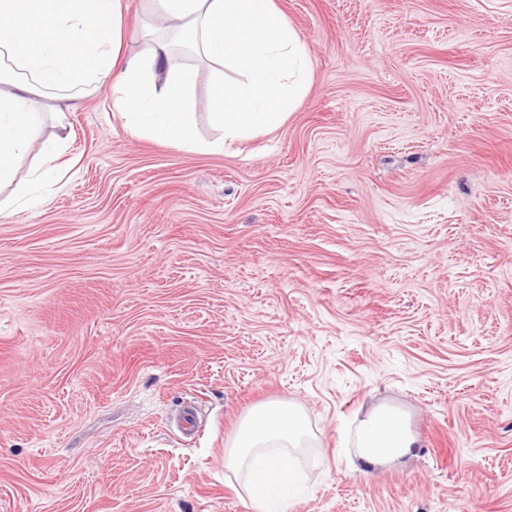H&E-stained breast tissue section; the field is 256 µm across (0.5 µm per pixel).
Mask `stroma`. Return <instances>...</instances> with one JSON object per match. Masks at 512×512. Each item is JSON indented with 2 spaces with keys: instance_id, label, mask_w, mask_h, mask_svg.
<instances>
[{
  "instance_id": "35a3bbf8",
  "label": "stroma",
  "mask_w": 512,
  "mask_h": 512,
  "mask_svg": "<svg viewBox=\"0 0 512 512\" xmlns=\"http://www.w3.org/2000/svg\"><path fill=\"white\" fill-rule=\"evenodd\" d=\"M274 3L311 63L280 128L192 152L103 89L0 219V512H252L224 450L270 400L312 427L292 512H512V0ZM379 405L418 442L349 468Z\"/></svg>"
}]
</instances>
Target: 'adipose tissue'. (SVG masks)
I'll use <instances>...</instances> for the list:
<instances>
[{"label":"adipose tissue","instance_id":"adipose-tissue-1","mask_svg":"<svg viewBox=\"0 0 512 512\" xmlns=\"http://www.w3.org/2000/svg\"><path fill=\"white\" fill-rule=\"evenodd\" d=\"M145 54L122 53V0H0V214L53 184L55 162L69 138L64 103L110 86L127 130L190 151H223L280 127L301 100L310 59L274 0H151L141 24ZM217 64L210 121L220 131L207 142L196 134L188 101L191 69L178 49ZM241 74L226 82L224 70ZM39 147L42 160L19 177L21 158ZM311 435L298 406L267 401L240 420L224 452V466L245 477L255 512H274L270 494L295 474L294 459ZM416 444L406 419L375 408L355 433L364 466L409 455Z\"/></svg>","mask_w":512,"mask_h":512}]
</instances>
